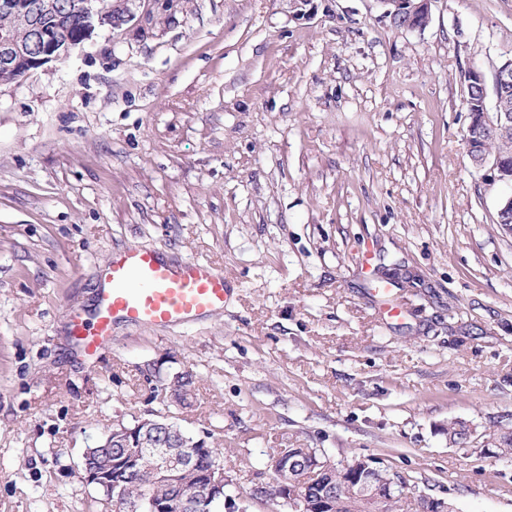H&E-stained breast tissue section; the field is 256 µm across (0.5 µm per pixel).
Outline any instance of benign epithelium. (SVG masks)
Instances as JSON below:
<instances>
[{"instance_id": "7a95c632", "label": "benign epithelium", "mask_w": 512, "mask_h": 512, "mask_svg": "<svg viewBox=\"0 0 512 512\" xmlns=\"http://www.w3.org/2000/svg\"><path fill=\"white\" fill-rule=\"evenodd\" d=\"M133 0H82L77 8L79 16L78 33L70 34V23L37 22L38 17L49 19L58 16L57 0H7L0 10L9 14L18 24L38 27L37 46L30 49L4 37L0 39V84L16 82L31 71L50 62L66 57L70 51L88 40L95 29L101 26L119 28L134 19ZM384 6L394 7L403 14L410 27L417 28L428 24L431 0H380ZM475 166L490 172L491 182L509 185L512 173L497 159L481 158ZM204 438H187L179 431L178 423L156 412L151 417H133L112 421L107 437L99 444L108 455L93 466L90 464L93 449L83 452L80 462L81 478L88 484L104 489L107 497L116 499L124 496V486L112 480L113 463H132L137 457H147L151 461L152 480L173 489L181 501L183 512H200L201 506L212 504L224 498V463L214 461L201 476L194 488L187 492L182 477L192 470L196 462V449L201 447ZM302 462L306 472L300 481L320 479L336 474L337 463L326 454H319L311 448H283L270 464L273 474L288 481V472L294 464ZM168 501L154 498L136 499L128 502V512H167Z\"/></svg>"}]
</instances>
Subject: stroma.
I'll list each match as a JSON object with an SVG mask.
<instances>
[{
    "instance_id": "obj_1",
    "label": "stroma",
    "mask_w": 512,
    "mask_h": 512,
    "mask_svg": "<svg viewBox=\"0 0 512 512\" xmlns=\"http://www.w3.org/2000/svg\"><path fill=\"white\" fill-rule=\"evenodd\" d=\"M132 22L0 85V512H105L78 473L114 419L224 446L225 512L278 448L377 459L404 512H512V232L470 161L463 74L512 58V0H134ZM117 246L224 270L223 312L74 352ZM393 281L400 313L378 310ZM190 374L191 407L161 387ZM432 0H380L383 6H393L394 12L403 14L410 27L426 26L430 19V3Z\"/></svg>"
}]
</instances>
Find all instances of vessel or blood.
Here are the masks:
<instances>
[{
	"instance_id": "1",
	"label": "vessel or blood",
	"mask_w": 512,
	"mask_h": 512,
	"mask_svg": "<svg viewBox=\"0 0 512 512\" xmlns=\"http://www.w3.org/2000/svg\"><path fill=\"white\" fill-rule=\"evenodd\" d=\"M99 277L92 313L72 312L68 324L86 359L110 348L118 327H190L222 312L230 293L223 270L195 258L174 261L156 248L113 251Z\"/></svg>"
}]
</instances>
